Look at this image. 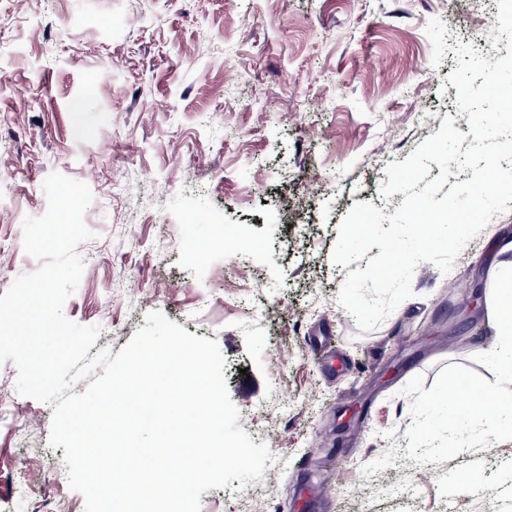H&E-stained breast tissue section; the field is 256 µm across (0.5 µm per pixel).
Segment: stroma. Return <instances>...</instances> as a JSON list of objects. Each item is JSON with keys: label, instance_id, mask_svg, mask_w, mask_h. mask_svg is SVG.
I'll list each match as a JSON object with an SVG mask.
<instances>
[{"label": "stroma", "instance_id": "1", "mask_svg": "<svg viewBox=\"0 0 512 512\" xmlns=\"http://www.w3.org/2000/svg\"><path fill=\"white\" fill-rule=\"evenodd\" d=\"M449 47L432 64L425 33ZM477 0H0V287L36 271L25 217L48 207L53 172L93 196L84 271L64 315L119 352L160 310L217 342L238 424L272 462L243 489H211L200 512H512V428L495 403L461 426L432 423L449 380L500 388L486 317L500 214L450 273L430 262L412 297L361 332L332 259L356 203L393 214L389 163L444 118L467 124L456 43L488 32ZM202 250L198 266L184 242ZM328 333L338 367L318 362ZM0 365V500L50 512L53 408ZM35 478L10 497L14 463Z\"/></svg>", "mask_w": 512, "mask_h": 512}]
</instances>
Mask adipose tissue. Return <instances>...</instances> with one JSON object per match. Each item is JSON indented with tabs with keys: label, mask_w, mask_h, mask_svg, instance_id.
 Wrapping results in <instances>:
<instances>
[{
	"label": "adipose tissue",
	"mask_w": 512,
	"mask_h": 512,
	"mask_svg": "<svg viewBox=\"0 0 512 512\" xmlns=\"http://www.w3.org/2000/svg\"><path fill=\"white\" fill-rule=\"evenodd\" d=\"M494 252L493 284L489 311L500 338L498 368L504 383L512 385V241H497Z\"/></svg>",
	"instance_id": "ef3b65f1"
}]
</instances>
